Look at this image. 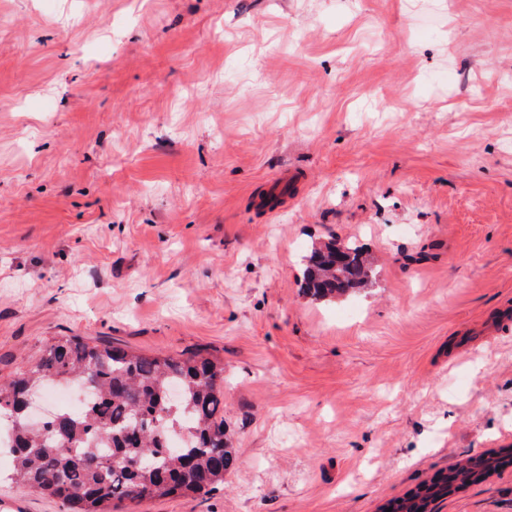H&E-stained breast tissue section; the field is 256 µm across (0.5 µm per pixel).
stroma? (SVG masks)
Masks as SVG:
<instances>
[{
	"mask_svg": "<svg viewBox=\"0 0 512 512\" xmlns=\"http://www.w3.org/2000/svg\"><path fill=\"white\" fill-rule=\"evenodd\" d=\"M331 238L376 276L323 303ZM57 336L224 364L235 469L122 512H386L512 448V0H0V376ZM336 251L345 261L337 270L340 276H336V264L330 258ZM373 276L374 267L361 246L331 239L311 246L305 256L300 285L305 295L315 300L332 301L366 285Z\"/></svg>",
	"mask_w": 512,
	"mask_h": 512,
	"instance_id": "35a3bbf8",
	"label": "stroma"
}]
</instances>
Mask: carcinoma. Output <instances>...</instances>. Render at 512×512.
I'll list each match as a JSON object with an SVG mask.
<instances>
[{"label":"carcinoma","mask_w":512,"mask_h":512,"mask_svg":"<svg viewBox=\"0 0 512 512\" xmlns=\"http://www.w3.org/2000/svg\"><path fill=\"white\" fill-rule=\"evenodd\" d=\"M374 267L363 248L334 239L311 246L301 288L331 301L366 285ZM88 384L78 413L59 410L36 424L27 405L49 384ZM0 422L11 425L9 479L57 498L68 512H118L125 501L208 494L224 484L237 456L224 424V365L200 352L145 355L78 336L54 338L41 357L0 379ZM173 437L180 448L169 447ZM485 466L467 463L396 504L418 512L421 494L475 482Z\"/></svg>","instance_id":"carcinoma-1"}]
</instances>
